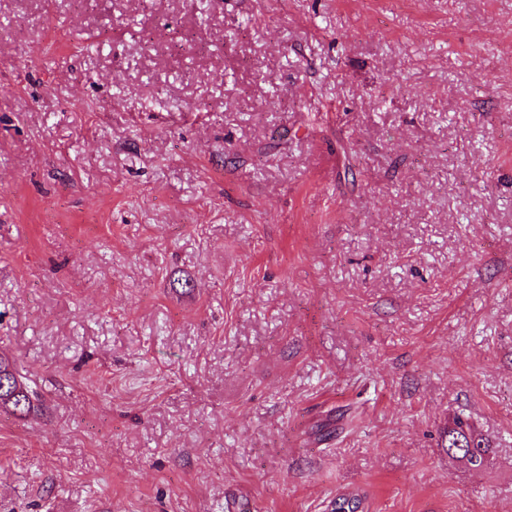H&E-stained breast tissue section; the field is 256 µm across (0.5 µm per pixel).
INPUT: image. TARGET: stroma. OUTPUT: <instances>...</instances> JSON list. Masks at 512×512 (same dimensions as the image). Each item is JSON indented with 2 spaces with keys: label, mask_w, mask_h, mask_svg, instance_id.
I'll list each match as a JSON object with an SVG mask.
<instances>
[{
  "label": "stroma",
  "mask_w": 512,
  "mask_h": 512,
  "mask_svg": "<svg viewBox=\"0 0 512 512\" xmlns=\"http://www.w3.org/2000/svg\"><path fill=\"white\" fill-rule=\"evenodd\" d=\"M0 354V512H512V0H0ZM0 408L23 415L31 409L28 387L18 379L12 364L0 356ZM448 456L469 469H482L489 462L491 448L486 438L462 417L452 420L444 431Z\"/></svg>",
  "instance_id": "stroma-1"
}]
</instances>
